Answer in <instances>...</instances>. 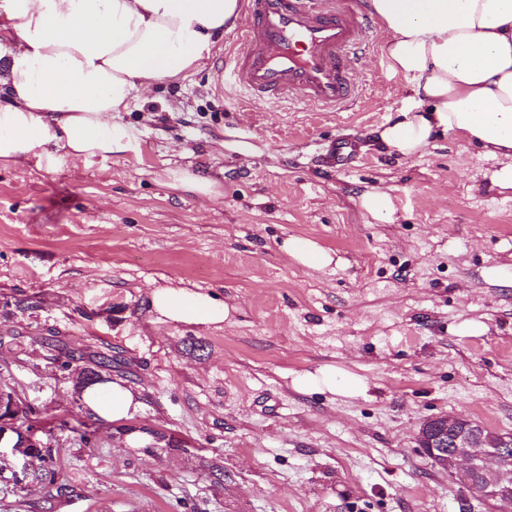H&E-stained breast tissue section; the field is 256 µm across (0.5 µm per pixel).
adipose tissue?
<instances>
[{"label":"adipose tissue","mask_w":512,"mask_h":512,"mask_svg":"<svg viewBox=\"0 0 512 512\" xmlns=\"http://www.w3.org/2000/svg\"><path fill=\"white\" fill-rule=\"evenodd\" d=\"M387 33L382 53L410 91L380 132L411 156L433 132L460 133L506 164L512 188V0H367ZM241 0H0V159L81 162L140 154L143 140L117 116L145 91L196 73L241 17ZM158 319L219 325L223 300L189 288L150 296ZM84 399L104 421L139 401L117 382Z\"/></svg>","instance_id":"1"}]
</instances>
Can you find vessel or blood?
Returning <instances> with one entry per match:
<instances>
[{
  "label": "vessel or blood",
  "mask_w": 512,
  "mask_h": 512,
  "mask_svg": "<svg viewBox=\"0 0 512 512\" xmlns=\"http://www.w3.org/2000/svg\"><path fill=\"white\" fill-rule=\"evenodd\" d=\"M374 36L373 19L352 0H248L224 78L256 104L340 112L356 99L352 65Z\"/></svg>",
  "instance_id": "b4317fda"
}]
</instances>
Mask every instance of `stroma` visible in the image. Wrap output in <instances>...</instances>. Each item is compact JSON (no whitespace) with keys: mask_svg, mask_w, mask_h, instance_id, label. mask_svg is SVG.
<instances>
[{"mask_svg":"<svg viewBox=\"0 0 512 512\" xmlns=\"http://www.w3.org/2000/svg\"><path fill=\"white\" fill-rule=\"evenodd\" d=\"M230 45L123 113L139 155L0 161V389L44 424L68 421L43 441L71 488L57 496L38 459L1 448L0 512H460L475 494L422 453L421 423L457 413L512 432V287L490 275L512 276V190L491 181L502 159L455 133L389 153L378 131L408 90L381 43L344 112L259 111L220 77ZM344 140L358 159L323 165ZM180 168L221 196L172 189ZM375 190L392 221L362 208ZM291 236L336 266L295 262ZM160 286L223 299L232 318L157 321ZM73 353L111 355L105 378L140 402L130 419L79 403L61 368ZM326 366L360 391L293 388ZM281 249L296 262L314 269L327 268L334 261L330 251L309 238L288 237Z\"/></svg>","mask_w":512,"mask_h":512,"instance_id":"stroma-1","label":"stroma"}]
</instances>
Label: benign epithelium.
Segmentation results:
<instances>
[{
	"instance_id": "benign-epithelium-1",
	"label": "benign epithelium",
	"mask_w": 512,
	"mask_h": 512,
	"mask_svg": "<svg viewBox=\"0 0 512 512\" xmlns=\"http://www.w3.org/2000/svg\"><path fill=\"white\" fill-rule=\"evenodd\" d=\"M417 441L435 468L475 490L490 512L512 506V470L503 464L511 432L492 433L460 414H442L423 421Z\"/></svg>"
}]
</instances>
